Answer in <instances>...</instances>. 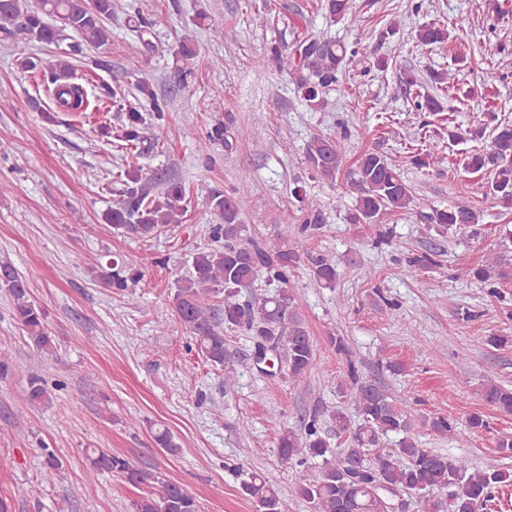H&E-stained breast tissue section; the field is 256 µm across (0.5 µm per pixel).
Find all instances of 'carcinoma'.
<instances>
[{"label":"carcinoma","instance_id":"cac0c4a2","mask_svg":"<svg viewBox=\"0 0 512 512\" xmlns=\"http://www.w3.org/2000/svg\"><path fill=\"white\" fill-rule=\"evenodd\" d=\"M321 7L330 18L355 16V0H323ZM112 18V0H0V41L37 43L60 47L76 35L79 40L67 44L62 53L77 56L87 47L100 49L110 39L107 21ZM448 30L431 24L417 31L419 43L441 44ZM297 89L311 104L323 101V93L338 82L348 47L334 40H305L299 46ZM23 72L40 74L42 85L53 97L60 112H84L88 100L83 86L70 81L74 66L58 60L47 66L35 56L18 61ZM95 68L112 73V83L102 85V95L112 103L125 100V75L112 72L104 56L93 60ZM137 90L150 101L152 113L145 116L136 106L127 105L125 121L113 138L126 147H135L143 133L151 128L155 141L164 135L166 102L155 95L145 80ZM305 160L312 172L324 180H335L344 168V157L337 140L315 135L307 144ZM465 168L487 176L485 197L512 205V125L500 123L492 130L490 144L471 151ZM118 178L123 188L120 198L105 214L106 223L117 230H130L150 237L160 228L181 223L186 191L175 181L145 176L142 169L128 164ZM350 192L356 194L347 223L375 228L376 241L390 240L381 219L390 212H407L417 206L416 197L398 168L386 156L367 151L346 175ZM246 190L231 193L214 190L207 205L217 219L210 225L213 246L192 256L189 275L177 280L171 306L186 333L195 339L212 365L224 370V388L236 383L238 357L224 341V331L243 329L255 340L273 343L275 352L287 367L288 380L305 382L317 367L311 337L305 328L293 293L291 271L301 259L309 262L310 276L326 288L336 283V263L326 254H312L306 247L310 223L299 229L298 239L290 243L279 237L256 240L247 236L241 215L246 205ZM435 231L450 227H470L479 223L480 211L473 205L454 202L425 215ZM264 277L273 292L247 300L238 298L241 289ZM460 276L480 283H507L512 280V250L492 257L481 267H468ZM102 284L119 293L138 283L139 270L118 260L100 267ZM0 289L13 302L14 317L40 353L53 349V338L44 324V312L30 294L27 281L9 263L0 264ZM224 295V307L216 310L214 298ZM350 386L344 389L356 409L357 421L344 413L331 414L336 431L347 436V448L337 453L323 438L318 419L310 418L300 431L285 430L276 443L282 463L296 468L297 491L310 512H394V500L403 496L416 505L418 512H477L492 499V490L512 484L507 468L475 469L463 458L448 457L421 446L412 424L408 401L377 383L360 380L354 365H349ZM482 400L503 413H512V389L488 382L481 388ZM50 400L45 381L33 375L23 406L32 407ZM397 437L396 447L377 450L380 437ZM91 467L113 471L140 490L133 512H198L195 498L182 486L163 481L147 468L130 461L92 450ZM319 462V472L308 476V461ZM240 477V488L256 506V512H283L281 491L258 471L246 472L240 465L231 467Z\"/></svg>","mask_w":512,"mask_h":512}]
</instances>
